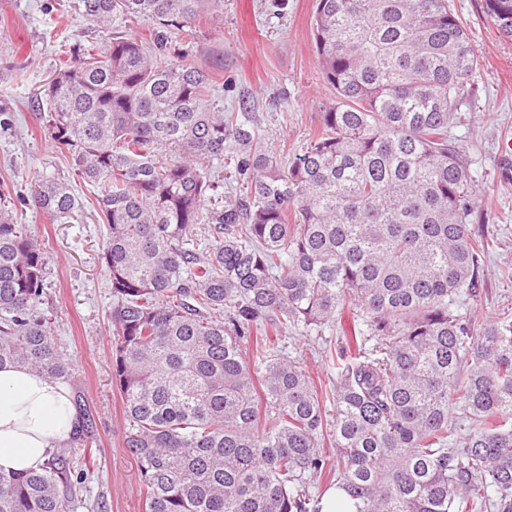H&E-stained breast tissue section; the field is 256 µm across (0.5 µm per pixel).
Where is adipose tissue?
<instances>
[{"instance_id":"ef3b65f1","label":"adipose tissue","mask_w":512,"mask_h":512,"mask_svg":"<svg viewBox=\"0 0 512 512\" xmlns=\"http://www.w3.org/2000/svg\"><path fill=\"white\" fill-rule=\"evenodd\" d=\"M75 421L59 380L20 366L0 367V471L39 468L68 441Z\"/></svg>"}]
</instances>
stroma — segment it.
<instances>
[{
  "instance_id": "1",
  "label": "stroma",
  "mask_w": 512,
  "mask_h": 512,
  "mask_svg": "<svg viewBox=\"0 0 512 512\" xmlns=\"http://www.w3.org/2000/svg\"><path fill=\"white\" fill-rule=\"evenodd\" d=\"M466 24L481 67L460 101L462 121L451 141L468 163L478 189L471 217L473 236L491 239L481 273V296L463 310L481 316L512 311V174L501 157L512 147V38L501 36L485 0H452ZM313 0H288L274 12L269 0H224L219 11L197 19V65L213 71V105L221 112L248 108V128L279 165L289 167L320 129L319 114L336 100L321 75L314 52ZM78 13L62 17L54 0H0V107L13 120L0 135V193L29 195L37 181L70 184L83 205L55 220L24 208L47 256L44 310L71 357L72 383L79 386L93 417L97 469L86 499L103 501L107 512H144L139 466L124 447L125 417L112 379V295L101 263L105 227L90 185L73 179L65 148L45 139L37 99L59 67L61 42H88L102 36ZM290 356L311 375L326 376L316 333H285Z\"/></svg>"
}]
</instances>
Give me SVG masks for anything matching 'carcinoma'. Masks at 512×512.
I'll return each mask as SVG.
<instances>
[{
    "label": "carcinoma",
    "instance_id": "cac0c4a2",
    "mask_svg": "<svg viewBox=\"0 0 512 512\" xmlns=\"http://www.w3.org/2000/svg\"><path fill=\"white\" fill-rule=\"evenodd\" d=\"M222 2H57L121 23L61 45L43 132L106 227L112 376L145 512H321L332 488L353 512H512V314L477 328L457 311L479 297L489 247L468 227L472 176L448 140L480 67L464 22L450 0H314L336 102L284 171L254 146L249 113L211 109L213 79L189 62L201 9ZM485 7L511 37L512 0ZM143 20L146 35L133 31ZM213 160L243 188L231 203ZM20 204L56 219L80 207L54 180ZM204 224L217 239L199 252ZM46 264L1 203L0 367L65 379L41 308ZM292 326L336 331L323 346L330 389L280 345ZM72 399L77 436L37 471L0 473V512L85 504L92 417L79 390Z\"/></svg>",
    "mask_w": 512,
    "mask_h": 512
}]
</instances>
